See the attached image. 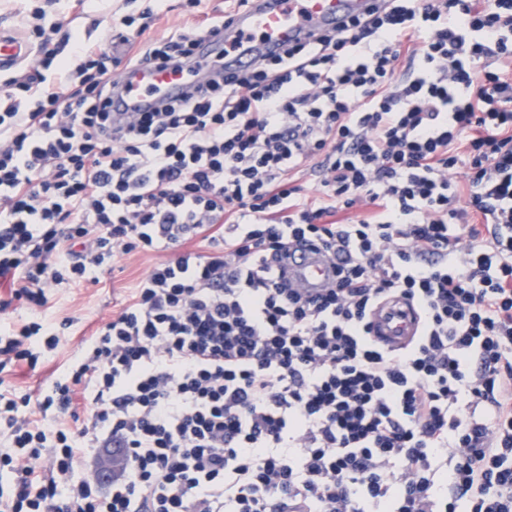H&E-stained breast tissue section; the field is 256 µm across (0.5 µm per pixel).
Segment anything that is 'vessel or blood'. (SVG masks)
I'll return each instance as SVG.
<instances>
[{
	"label": "vessel or blood",
	"instance_id": "obj_1",
	"mask_svg": "<svg viewBox=\"0 0 512 512\" xmlns=\"http://www.w3.org/2000/svg\"><path fill=\"white\" fill-rule=\"evenodd\" d=\"M374 0H249L229 24L176 65L141 63L112 83L113 117L147 111L164 101L182 98L192 86L206 82L220 71L250 70L279 53L287 42H308L322 30L339 26L354 15H363ZM30 49L12 30L0 29V68L23 61ZM288 274L301 287L320 288L331 276V263L309 250L288 260ZM373 338L395 350L408 346L419 334L420 314L409 301L395 298L371 314Z\"/></svg>",
	"mask_w": 512,
	"mask_h": 512
}]
</instances>
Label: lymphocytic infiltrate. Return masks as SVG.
<instances>
[{
    "label": "lymphocytic infiltrate",
    "mask_w": 512,
    "mask_h": 512,
    "mask_svg": "<svg viewBox=\"0 0 512 512\" xmlns=\"http://www.w3.org/2000/svg\"><path fill=\"white\" fill-rule=\"evenodd\" d=\"M58 3L0 80V512H512V0H383L119 124L113 49L153 11L96 43L43 26ZM305 244L325 287L283 277ZM134 251L166 259L16 393L72 325L53 290ZM390 297L420 311L401 350L371 335Z\"/></svg>",
    "instance_id": "1"
}]
</instances>
